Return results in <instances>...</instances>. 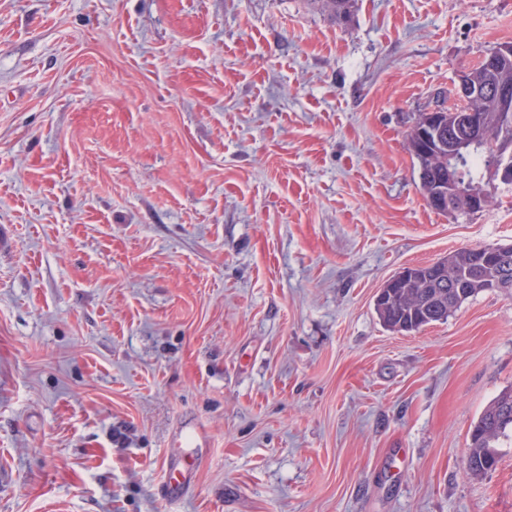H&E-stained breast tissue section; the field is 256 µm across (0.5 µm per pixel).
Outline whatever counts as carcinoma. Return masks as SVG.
<instances>
[{
    "mask_svg": "<svg viewBox=\"0 0 512 512\" xmlns=\"http://www.w3.org/2000/svg\"><path fill=\"white\" fill-rule=\"evenodd\" d=\"M329 14L340 21L350 19L351 0H321ZM471 80L486 85L506 82L512 84V63L490 72L483 63H478L468 71ZM469 127L491 139L470 148L460 167L463 182H480V167H490L512 157L497 153L494 146L512 148V128L505 131L499 128V118L495 99L488 98L477 106V111L466 115ZM409 150L419 164L421 188L433 181L448 177V159L422 156L415 147L412 134H407ZM507 273L512 281V256L508 265L488 266L481 262L472 248H462L448 255L445 274L440 278L421 280L419 283L394 292L376 306V312L383 325L395 332H411L425 326V321H444L465 301L477 293L487 290V283ZM512 432V391L499 395L481 414L470 433L469 452L466 458V471L472 476H481L494 469L498 457L494 451L500 437Z\"/></svg>",
    "mask_w": 512,
    "mask_h": 512,
    "instance_id": "1",
    "label": "carcinoma"
}]
</instances>
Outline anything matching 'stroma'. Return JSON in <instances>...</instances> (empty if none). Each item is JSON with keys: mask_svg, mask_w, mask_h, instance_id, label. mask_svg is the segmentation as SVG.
<instances>
[{"mask_svg": "<svg viewBox=\"0 0 512 512\" xmlns=\"http://www.w3.org/2000/svg\"><path fill=\"white\" fill-rule=\"evenodd\" d=\"M512 0H0V512H512V294L388 331L403 268L512 244L406 134ZM199 468L164 494L184 424ZM512 432V391L503 392L481 414L470 433L466 471L481 476L494 469L498 463L495 443L501 436Z\"/></svg>", "mask_w": 512, "mask_h": 512, "instance_id": "35a3bbf8", "label": "stroma"}]
</instances>
